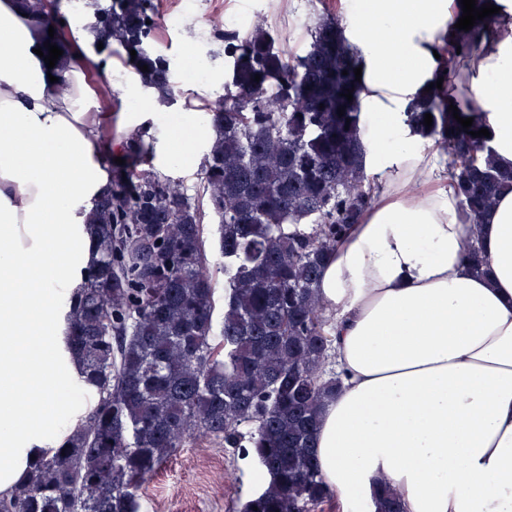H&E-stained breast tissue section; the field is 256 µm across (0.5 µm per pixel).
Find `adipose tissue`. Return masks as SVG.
<instances>
[{
	"label": "adipose tissue",
	"instance_id": "1",
	"mask_svg": "<svg viewBox=\"0 0 512 512\" xmlns=\"http://www.w3.org/2000/svg\"><path fill=\"white\" fill-rule=\"evenodd\" d=\"M35 0H0V493L94 407L68 350L69 299L92 256L87 220L108 162L145 126L152 100L113 126L83 66L47 68ZM467 61L476 121L512 167V0H496ZM461 0H358L345 36L361 60L360 135L374 201L321 281L340 377L315 433L344 512L383 486L404 512H512V192L464 223L441 148L406 122L444 74ZM386 27L387 41L369 28ZM69 91L57 95L53 79ZM475 245L490 268L464 258Z\"/></svg>",
	"mask_w": 512,
	"mask_h": 512
}]
</instances>
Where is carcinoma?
I'll list each match as a JSON object with an SVG mask.
<instances>
[{
	"label": "carcinoma",
	"mask_w": 512,
	"mask_h": 512,
	"mask_svg": "<svg viewBox=\"0 0 512 512\" xmlns=\"http://www.w3.org/2000/svg\"><path fill=\"white\" fill-rule=\"evenodd\" d=\"M156 25L153 0H112L97 9L94 28L136 51L141 81L168 105V65L147 48ZM483 25L450 30L461 55L478 49ZM310 36L290 59L262 21L224 31V95L207 108L216 137L199 184L209 211L141 168V139L127 145L112 188L95 201L92 259L69 314L70 348L97 407L53 455L31 463L0 497V512H138L148 477L207 436L253 457L269 477L243 512H324L331 503L314 446L338 383L325 378L331 339L320 284L347 226L370 207L373 185L360 137V60L331 16ZM447 68L442 88L405 115L440 141L461 208L478 224L512 191V169L494 163L490 138L470 135L482 125L465 129L453 118L449 105L467 118L475 101L460 63L452 57ZM209 213L224 258L217 267L206 252ZM213 267L224 273L218 323ZM379 512H403L393 491L380 493Z\"/></svg>",
	"instance_id": "obj_1"
}]
</instances>
